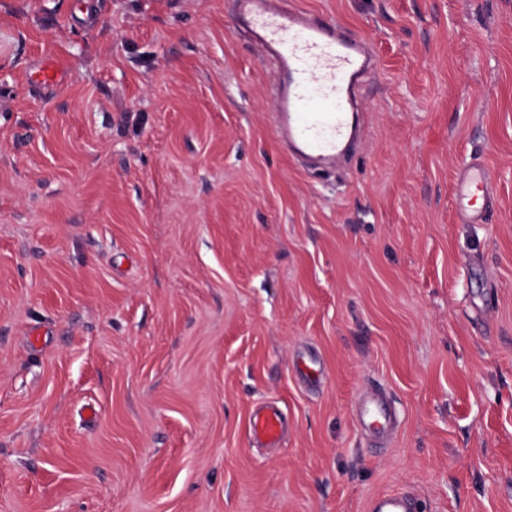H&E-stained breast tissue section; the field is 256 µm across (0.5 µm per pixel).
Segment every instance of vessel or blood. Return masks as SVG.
I'll use <instances>...</instances> for the list:
<instances>
[{
	"mask_svg": "<svg viewBox=\"0 0 512 512\" xmlns=\"http://www.w3.org/2000/svg\"><path fill=\"white\" fill-rule=\"evenodd\" d=\"M235 18L275 70L271 116L281 147L289 156L332 167L364 130L361 92L377 68L365 39L322 15L289 7L288 0H235ZM453 200L461 221L482 223L495 206L490 171L482 160L466 162ZM354 419L370 439L387 443L399 426L386 393L364 389L354 405ZM287 427L272 404L253 408L252 442L275 447ZM367 512H420L410 491L372 497Z\"/></svg>",
	"mask_w": 512,
	"mask_h": 512,
	"instance_id": "1",
	"label": "vessel or blood"
}]
</instances>
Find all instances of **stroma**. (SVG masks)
Wrapping results in <instances>:
<instances>
[{"instance_id": "35a3bbf8", "label": "stroma", "mask_w": 512, "mask_h": 512, "mask_svg": "<svg viewBox=\"0 0 512 512\" xmlns=\"http://www.w3.org/2000/svg\"><path fill=\"white\" fill-rule=\"evenodd\" d=\"M290 2L378 57L327 182L232 0H0V512H512V0ZM267 402L288 431L255 448ZM453 200L458 218L469 224L482 223L494 209L493 182L490 170L482 160L474 159L462 166ZM354 419L370 441L385 444L399 427L398 416L386 393L378 387L359 393L354 405ZM366 511L420 512V502L418 496L410 491L383 493L368 501Z\"/></svg>"}]
</instances>
